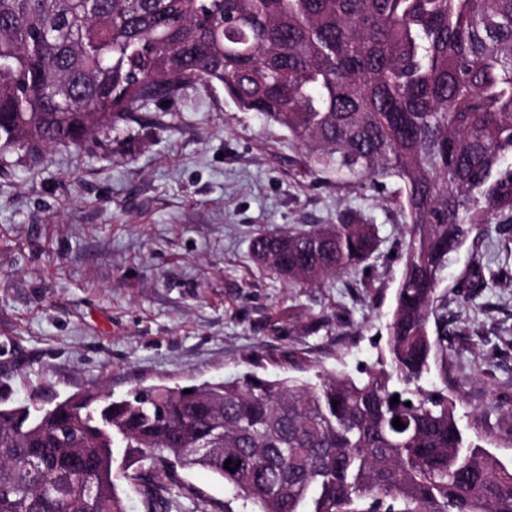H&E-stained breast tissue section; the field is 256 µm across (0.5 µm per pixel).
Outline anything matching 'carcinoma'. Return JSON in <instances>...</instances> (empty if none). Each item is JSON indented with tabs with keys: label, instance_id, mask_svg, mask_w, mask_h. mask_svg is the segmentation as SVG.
<instances>
[{
	"label": "carcinoma",
	"instance_id": "carcinoma-1",
	"mask_svg": "<svg viewBox=\"0 0 512 512\" xmlns=\"http://www.w3.org/2000/svg\"><path fill=\"white\" fill-rule=\"evenodd\" d=\"M197 85L285 130L328 180L400 184L386 350L360 378L1 393L0 512H126L116 448L148 512H208L178 467L221 478L224 512H512V468L465 443L447 374L421 385L448 351L449 256L494 220L512 233V0H0V153L79 147ZM377 246L376 225L342 222L259 233L251 253L309 288Z\"/></svg>",
	"mask_w": 512,
	"mask_h": 512
}]
</instances>
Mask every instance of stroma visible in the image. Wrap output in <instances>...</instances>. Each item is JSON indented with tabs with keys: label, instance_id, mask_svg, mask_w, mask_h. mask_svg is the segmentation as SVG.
I'll use <instances>...</instances> for the list:
<instances>
[{
	"label": "stroma",
	"instance_id": "1",
	"mask_svg": "<svg viewBox=\"0 0 512 512\" xmlns=\"http://www.w3.org/2000/svg\"><path fill=\"white\" fill-rule=\"evenodd\" d=\"M303 150L221 87L148 105L82 147L0 154V393L120 398L192 386L277 360L358 375L385 345L408 222L399 186L308 173ZM358 219L378 228L364 272L297 290L260 272L261 232ZM503 279L474 297L473 265ZM448 395L465 437L512 466V237L453 254Z\"/></svg>",
	"mask_w": 512,
	"mask_h": 512
}]
</instances>
